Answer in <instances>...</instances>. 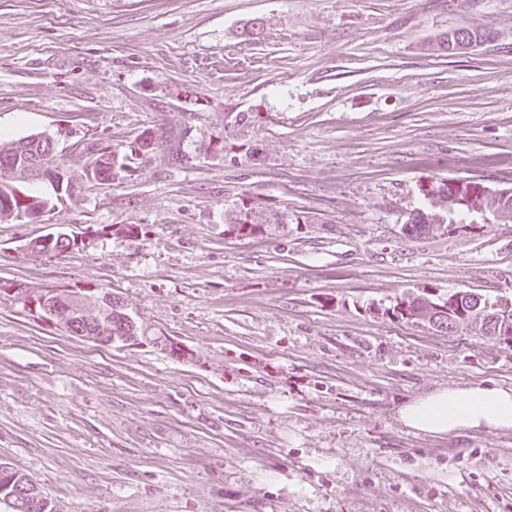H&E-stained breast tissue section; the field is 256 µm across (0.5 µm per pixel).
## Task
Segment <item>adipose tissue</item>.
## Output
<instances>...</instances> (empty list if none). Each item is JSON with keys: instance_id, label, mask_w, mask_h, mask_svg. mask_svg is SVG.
I'll list each match as a JSON object with an SVG mask.
<instances>
[{"instance_id": "1", "label": "adipose tissue", "mask_w": 512, "mask_h": 512, "mask_svg": "<svg viewBox=\"0 0 512 512\" xmlns=\"http://www.w3.org/2000/svg\"><path fill=\"white\" fill-rule=\"evenodd\" d=\"M399 418L411 431L427 436L512 430V384L473 381L437 388L401 407Z\"/></svg>"}]
</instances>
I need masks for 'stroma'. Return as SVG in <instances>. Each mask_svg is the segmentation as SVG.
Listing matches in <instances>:
<instances>
[{"mask_svg": "<svg viewBox=\"0 0 512 512\" xmlns=\"http://www.w3.org/2000/svg\"><path fill=\"white\" fill-rule=\"evenodd\" d=\"M461 26L490 37L435 50ZM0 128L54 135L76 171L157 140L134 177L0 223V278L112 292L196 354L0 302V459L59 512H512V431L398 419L512 383V349L381 313L425 287L512 296V223L402 229L425 187H512V0H0ZM52 228L97 234L24 250Z\"/></svg>", "mask_w": 512, "mask_h": 512, "instance_id": "1", "label": "stroma"}]
</instances>
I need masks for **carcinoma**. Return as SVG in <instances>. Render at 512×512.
<instances>
[{"mask_svg":"<svg viewBox=\"0 0 512 512\" xmlns=\"http://www.w3.org/2000/svg\"><path fill=\"white\" fill-rule=\"evenodd\" d=\"M155 144L152 138H140L130 146L128 155H122L109 146L101 148L77 176L55 157L46 155L41 133L0 141V168L5 166L9 170L6 175L0 172V223L17 221L19 205L14 196L16 187L39 179L34 175L31 161L37 158L45 160L46 174L39 180L50 183L55 178L57 184L49 193H27L28 203L24 209L51 211L72 199L85 179L91 178L98 183L134 176L136 168L129 164V155H146L154 150ZM424 196L427 206L411 211L403 224L404 231L410 235L437 230L448 223L452 214L463 219L461 224L453 227L455 231L472 229V224L464 222V219L475 214L490 215L502 224L512 223V188L497 190L474 180H457L435 185ZM230 226L240 235L252 234L255 224L250 219V209L237 214ZM70 247V239L57 237L48 243H35L28 250L46 255ZM12 299L22 302L33 321L46 322L48 326L61 329L71 336L129 345L146 340L124 303L101 288H24L20 283L0 278V301ZM45 299L69 310V321L60 323L51 318L43 307ZM381 314L426 325L438 332L476 328L486 336L496 337L507 348H512V298L499 297L490 301L477 292L456 291L442 299L424 287L415 294L401 298ZM150 343L178 361L195 360L193 350L183 349L177 343L159 337L150 339ZM0 512H58V509L27 474L12 463L0 460Z\"/></svg>","mask_w":512,"mask_h":512,"instance_id":"obj_1","label":"carcinoma"}]
</instances>
